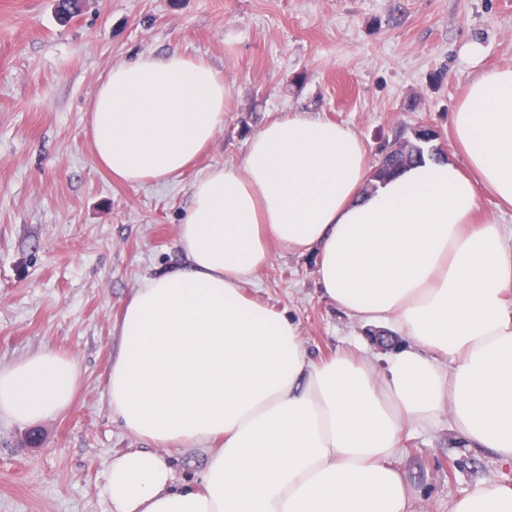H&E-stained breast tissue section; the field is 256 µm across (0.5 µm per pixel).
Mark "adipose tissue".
<instances>
[{
	"label": "adipose tissue",
	"mask_w": 512,
	"mask_h": 512,
	"mask_svg": "<svg viewBox=\"0 0 512 512\" xmlns=\"http://www.w3.org/2000/svg\"><path fill=\"white\" fill-rule=\"evenodd\" d=\"M226 94L221 72L177 53L112 66L86 129L97 163L129 185L181 177L223 127ZM451 131L463 162L427 155L368 193L350 127L288 114L192 182L181 261L134 286L106 388L128 432L220 447L197 489L155 451L112 458L111 512H411L402 432L444 415L512 462V226L479 216L477 196L512 205V68L473 76ZM273 242L314 255L324 299L406 346L381 370L309 360L287 312L242 291ZM78 384L52 350L0 366V420L56 417ZM452 512H512V485L480 483Z\"/></svg>",
	"instance_id": "adipose-tissue-1"
}]
</instances>
